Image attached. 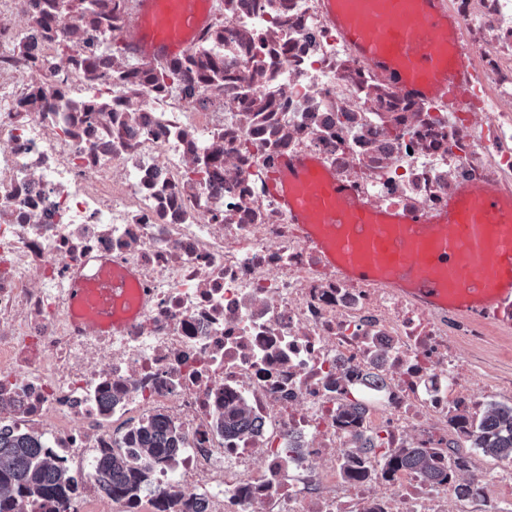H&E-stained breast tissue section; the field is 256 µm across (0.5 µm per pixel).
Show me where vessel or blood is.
<instances>
[{
	"instance_id": "1",
	"label": "vessel or blood",
	"mask_w": 512,
	"mask_h": 512,
	"mask_svg": "<svg viewBox=\"0 0 512 512\" xmlns=\"http://www.w3.org/2000/svg\"><path fill=\"white\" fill-rule=\"evenodd\" d=\"M185 0H139L138 12L167 10L185 29L202 16ZM321 0L323 12L344 44L378 78L399 92L463 111L478 92L472 54L455 47L440 54L441 40L452 39L455 20L447 0H414L410 17L390 29L372 30L365 0ZM139 19L122 39L134 55L161 61L182 44L157 38ZM269 189L284 207L300 237L344 281L378 284L413 298L424 310L454 311L484 320L512 308V192L487 183L460 187L439 211H383L345 182L325 180L310 158H282ZM131 268L96 279L75 277L69 284V315L76 328L114 334L123 325L114 313L133 291Z\"/></svg>"
}]
</instances>
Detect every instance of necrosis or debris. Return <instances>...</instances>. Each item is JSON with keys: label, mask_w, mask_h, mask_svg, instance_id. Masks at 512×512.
<instances>
[{"label": "necrosis or debris", "mask_w": 512, "mask_h": 512, "mask_svg": "<svg viewBox=\"0 0 512 512\" xmlns=\"http://www.w3.org/2000/svg\"><path fill=\"white\" fill-rule=\"evenodd\" d=\"M45 2L0 16L15 46L0 56V429L42 435L87 512L93 456L155 420L184 437L156 483L196 512H512V464L472 488L385 479L373 456L358 480L339 467L357 434L443 440L449 467L477 465L460 416L512 378L472 393L462 352L487 323L319 267L267 184L306 155L381 209L433 211L463 182L512 178V0H449L485 99L453 118L373 75L319 0H198L222 21L178 32L187 68L165 96L110 56L56 51L121 36L137 0ZM105 257L137 271L145 302L120 306L117 335L76 333L69 281ZM347 396L362 413L339 412ZM228 400L248 406L247 437L221 432Z\"/></svg>", "instance_id": "necrosis-or-debris-1"}]
</instances>
